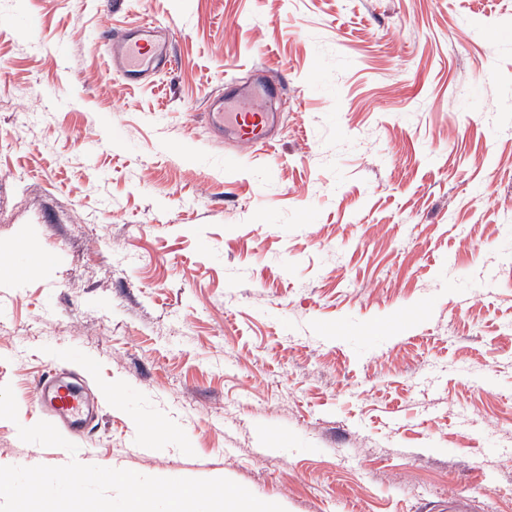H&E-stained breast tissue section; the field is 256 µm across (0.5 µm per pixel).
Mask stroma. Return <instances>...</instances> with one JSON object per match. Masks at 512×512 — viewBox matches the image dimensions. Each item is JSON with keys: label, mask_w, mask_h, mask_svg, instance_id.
I'll use <instances>...</instances> for the list:
<instances>
[{"label": "stroma", "mask_w": 512, "mask_h": 512, "mask_svg": "<svg viewBox=\"0 0 512 512\" xmlns=\"http://www.w3.org/2000/svg\"><path fill=\"white\" fill-rule=\"evenodd\" d=\"M113 8L0 0V466L227 478L285 512H512V12ZM149 17L173 65L128 85L97 35ZM255 67L283 120L229 167L204 113ZM50 372L100 404L74 455L18 436Z\"/></svg>", "instance_id": "1"}]
</instances>
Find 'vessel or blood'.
Here are the masks:
<instances>
[{"label":"vessel or blood","instance_id":"b4317fda","mask_svg":"<svg viewBox=\"0 0 512 512\" xmlns=\"http://www.w3.org/2000/svg\"><path fill=\"white\" fill-rule=\"evenodd\" d=\"M156 20L144 21L134 33L108 40V55L116 74L129 82L147 83L170 63L167 41L157 36ZM208 124L230 134L239 144L248 147H273L275 128L281 115L269 111L263 97L250 99L249 111L236 109L233 100L209 106ZM35 400L48 421L67 438L81 435L84 425L94 412L81 394L72 392L59 376L45 374L35 385Z\"/></svg>","mask_w":512,"mask_h":512}]
</instances>
